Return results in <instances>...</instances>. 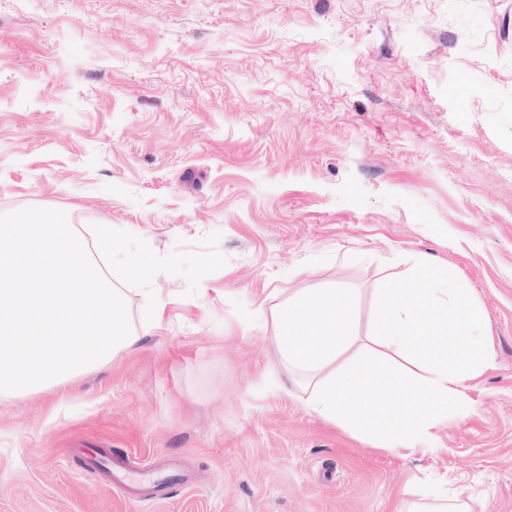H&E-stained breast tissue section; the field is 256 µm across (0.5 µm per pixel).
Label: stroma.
<instances>
[{
    "label": "stroma",
    "instance_id": "35a3bbf8",
    "mask_svg": "<svg viewBox=\"0 0 512 512\" xmlns=\"http://www.w3.org/2000/svg\"><path fill=\"white\" fill-rule=\"evenodd\" d=\"M28 207L110 228L141 340L0 396V512H400L426 479L512 512V0H0V214ZM419 260L494 365L403 459L305 408L275 314L346 287L368 336ZM95 451L192 480L134 503Z\"/></svg>",
    "mask_w": 512,
    "mask_h": 512
}]
</instances>
